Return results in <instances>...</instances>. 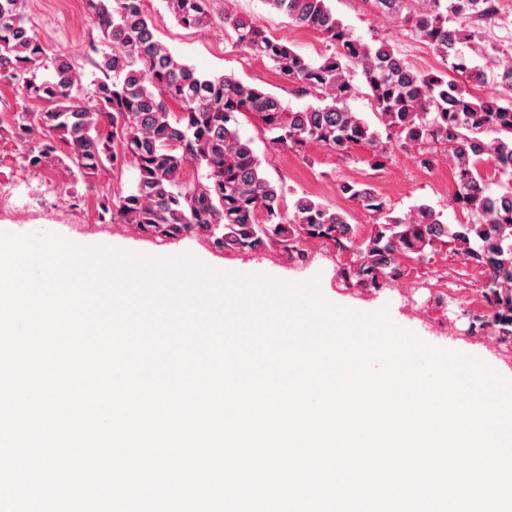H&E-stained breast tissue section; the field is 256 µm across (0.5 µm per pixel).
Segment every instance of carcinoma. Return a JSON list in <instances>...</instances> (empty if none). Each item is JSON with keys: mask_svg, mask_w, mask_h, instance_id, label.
I'll return each instance as SVG.
<instances>
[{"mask_svg": "<svg viewBox=\"0 0 512 512\" xmlns=\"http://www.w3.org/2000/svg\"><path fill=\"white\" fill-rule=\"evenodd\" d=\"M298 27L320 33L328 51L312 60L263 34L251 19L224 10L220 19L235 44L266 59L298 95L300 109L244 84L232 74L196 72L155 35L140 0H85L100 32L92 45L101 76L88 100L75 62L48 54L33 34L22 0H0V80L43 112H16L15 138L28 144L31 169L70 161L73 177L87 180L106 167L129 163L134 185L98 203V220L131 224L151 238L211 239L216 249L258 253L272 245L294 261L306 258L307 240H321L354 260L341 270L358 288H381L446 248L483 276L487 306L471 330L512 339V55L497 62V79L475 96L463 84H485L469 49L498 19L501 0H371L380 13L415 33L442 58L449 74L411 67L384 40L356 37L329 0H262ZM176 22L202 28L214 20L216 0H167ZM362 78L377 118L372 124L350 106ZM249 116L270 134L272 147L304 152L316 143L340 157L356 148L382 168L392 149L417 153L420 165L448 161L452 199L468 220L450 224L428 203L404 216L370 185L341 181L338 192L375 222L353 224L306 194L285 212L283 185L266 177L252 140L241 135ZM192 165L201 174L185 179Z\"/></svg>", "mask_w": 512, "mask_h": 512, "instance_id": "obj_1", "label": "carcinoma"}]
</instances>
